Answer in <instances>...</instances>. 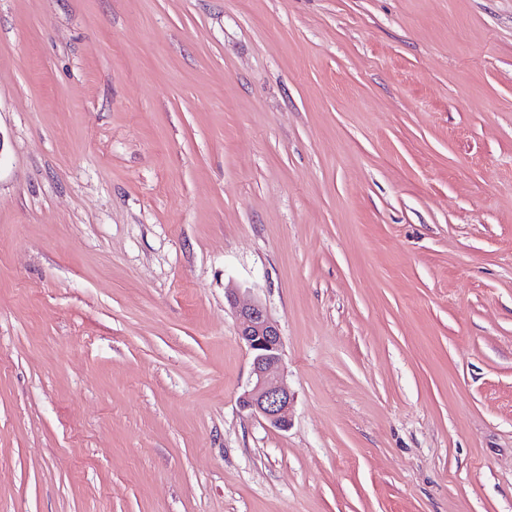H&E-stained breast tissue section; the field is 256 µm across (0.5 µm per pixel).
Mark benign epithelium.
I'll return each instance as SVG.
<instances>
[{"mask_svg": "<svg viewBox=\"0 0 512 512\" xmlns=\"http://www.w3.org/2000/svg\"><path fill=\"white\" fill-rule=\"evenodd\" d=\"M235 310L238 336L252 354L251 379L240 396V405L277 428L288 426L294 394L284 380L283 339L277 323L259 301L241 304L237 292L226 291Z\"/></svg>", "mask_w": 512, "mask_h": 512, "instance_id": "7a95c632", "label": "benign epithelium"}]
</instances>
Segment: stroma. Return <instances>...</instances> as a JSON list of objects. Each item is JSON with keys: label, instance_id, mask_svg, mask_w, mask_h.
Wrapping results in <instances>:
<instances>
[{"label": "stroma", "instance_id": "obj_1", "mask_svg": "<svg viewBox=\"0 0 512 512\" xmlns=\"http://www.w3.org/2000/svg\"><path fill=\"white\" fill-rule=\"evenodd\" d=\"M0 512H512V0H0ZM226 297L236 313L238 336L252 354L251 379L240 396V405L274 427L286 428L294 394L284 380L280 329L260 301L240 304L232 289L226 291Z\"/></svg>", "mask_w": 512, "mask_h": 512}]
</instances>
